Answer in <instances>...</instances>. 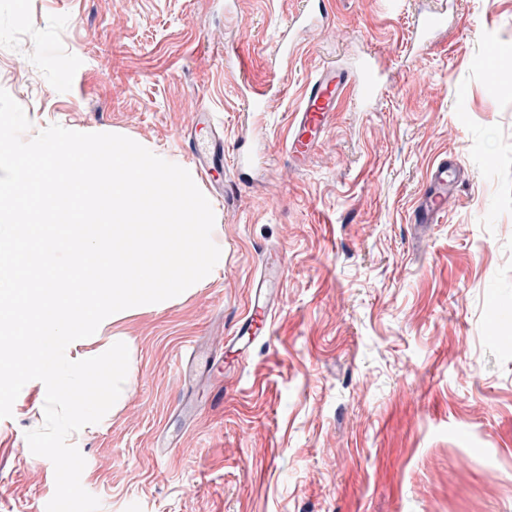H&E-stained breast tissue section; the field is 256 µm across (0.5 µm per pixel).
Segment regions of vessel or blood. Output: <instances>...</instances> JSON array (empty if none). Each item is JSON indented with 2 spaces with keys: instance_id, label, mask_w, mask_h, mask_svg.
Wrapping results in <instances>:
<instances>
[{
  "instance_id": "1",
  "label": "vessel or blood",
  "mask_w": 512,
  "mask_h": 512,
  "mask_svg": "<svg viewBox=\"0 0 512 512\" xmlns=\"http://www.w3.org/2000/svg\"><path fill=\"white\" fill-rule=\"evenodd\" d=\"M321 6V0H314L312 10L291 20L288 35L282 36L276 45V54L281 62H288L297 50L294 31L314 24L316 11ZM383 84V66L372 56L360 60L355 72L349 74L342 73L333 66L320 69L306 85L294 113L286 141L288 156L297 165H305L320 142L341 99L352 92L361 100H370L381 90ZM459 173L460 166L453 159L442 158L432 165L415 207V223L440 222L448 210L450 199L457 191ZM282 274V265L263 263L246 315L235 335L220 341L219 352L237 351L268 338L272 321L284 305L282 296L275 292Z\"/></svg>"
}]
</instances>
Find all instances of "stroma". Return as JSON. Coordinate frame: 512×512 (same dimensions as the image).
Masks as SVG:
<instances>
[{
    "instance_id": "obj_1",
    "label": "stroma",
    "mask_w": 512,
    "mask_h": 512,
    "mask_svg": "<svg viewBox=\"0 0 512 512\" xmlns=\"http://www.w3.org/2000/svg\"><path fill=\"white\" fill-rule=\"evenodd\" d=\"M0 0V88L30 135L127 136L187 166L196 114L224 131L211 198L224 266L104 330L129 349L125 396L76 446L101 512H512V0ZM447 23L425 49L427 14ZM379 57L305 166L284 141L307 80ZM264 91L252 130L247 96ZM461 184L440 223L410 214L440 157ZM285 300L266 343L181 380L182 350L231 335L266 253ZM37 386L0 419V512H45L54 467L25 434ZM309 2H312L313 7L309 11L298 16L296 19L291 20L288 25V36L284 33L276 45V54L283 65H288V60L294 56L297 50V44L295 43L292 33L296 30L306 29L314 24L317 14L313 10L317 8L318 11L321 12V9L323 8L322 5L324 4V1L322 0H310Z\"/></svg>"
}]
</instances>
